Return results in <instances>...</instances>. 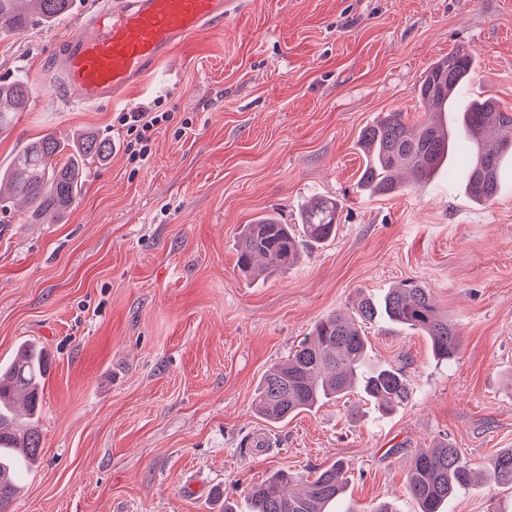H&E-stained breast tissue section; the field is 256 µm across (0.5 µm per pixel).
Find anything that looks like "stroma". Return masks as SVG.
<instances>
[{
	"label": "stroma",
	"instance_id": "35a3bbf8",
	"mask_svg": "<svg viewBox=\"0 0 512 512\" xmlns=\"http://www.w3.org/2000/svg\"><path fill=\"white\" fill-rule=\"evenodd\" d=\"M106 2L0 39V84L52 81V54ZM459 46L477 59L460 105L511 109L512 0H244L112 104L30 99L0 131V166L48 133L115 147L60 223H28L18 200L0 224V364L23 343L49 362L40 464L11 512H249L245 487L337 460L348 506L417 512V450L445 439L482 466L512 448V162L488 203L443 171L388 195L356 185L360 130L385 112L426 121L417 82ZM149 103L174 118L140 165L118 117ZM315 195L342 205L335 238L286 274L244 276L241 226L299 223ZM404 279L459 330L456 363L375 322L374 359L409 382L401 408L382 415L352 394L281 422L257 414L261 377L317 320ZM258 430L268 444L248 446ZM446 512H512V489L467 488Z\"/></svg>",
	"mask_w": 512,
	"mask_h": 512
}]
</instances>
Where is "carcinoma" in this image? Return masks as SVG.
Here are the masks:
<instances>
[{
	"instance_id": "obj_1",
	"label": "carcinoma",
	"mask_w": 512,
	"mask_h": 512,
	"mask_svg": "<svg viewBox=\"0 0 512 512\" xmlns=\"http://www.w3.org/2000/svg\"><path fill=\"white\" fill-rule=\"evenodd\" d=\"M72 10L73 0H0V37L18 30L30 14L53 24ZM475 69L469 49L448 53L426 71L417 86V95L430 106L433 118L410 125L403 113L387 112L361 129L365 166L358 188L391 194L404 188V175L410 185L431 177L448 159L456 129L470 134L474 146L473 158L462 170L468 193L477 202L494 199L501 161L512 155V109L505 111L496 99L484 97L456 115L455 128L442 120ZM28 99L27 82L0 85V130L25 109ZM110 155L112 140L91 133L73 143L53 134L33 140L9 170L0 172V211L10 210L9 199L18 197L30 205L31 223H58L80 197L84 161ZM340 211L338 201L315 198L302 210L298 230L270 216L243 225L237 248L239 270L248 277L288 272L299 262L304 244H323L335 236ZM356 316L355 321L338 314L322 318L287 360L271 367L258 389L257 413L272 422L283 421L355 388L386 412L403 404L409 398L406 376L371 358L361 329L379 319L428 336L439 363H450L460 355L458 330L437 309L429 288L416 281L398 282L378 299H361ZM46 373L45 355L30 344L21 346L9 364L0 365V512H7L19 472L31 468L40 454L35 412ZM18 401L27 411L25 418L13 412ZM477 475L460 449L440 441L409 460L408 492L419 512H442L445 501L468 487ZM483 476L494 485L512 487V448L499 452ZM290 480L287 472L277 471L247 487L252 512H328L329 504L344 492L346 466L338 460L312 480L298 478L295 492L285 491Z\"/></svg>"
}]
</instances>
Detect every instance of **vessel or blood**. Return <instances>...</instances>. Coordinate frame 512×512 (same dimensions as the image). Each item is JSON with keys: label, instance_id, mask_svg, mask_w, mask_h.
Returning a JSON list of instances; mask_svg holds the SVG:
<instances>
[{"label": "vessel or blood", "instance_id": "obj_1", "mask_svg": "<svg viewBox=\"0 0 512 512\" xmlns=\"http://www.w3.org/2000/svg\"><path fill=\"white\" fill-rule=\"evenodd\" d=\"M240 0H117L91 16L52 60L65 94L97 107L153 73L193 32L230 16Z\"/></svg>", "mask_w": 512, "mask_h": 512}]
</instances>
